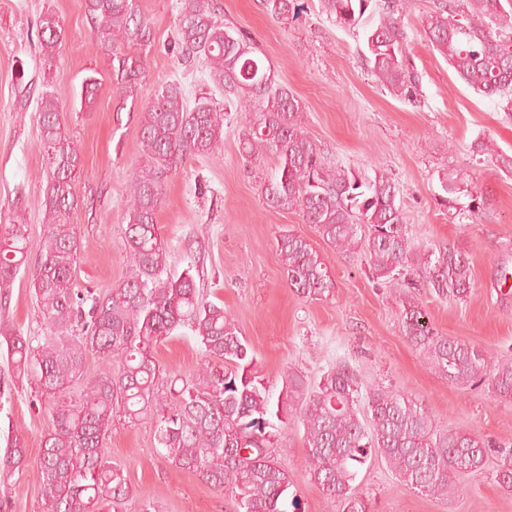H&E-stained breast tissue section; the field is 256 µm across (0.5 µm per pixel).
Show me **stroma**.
<instances>
[{"label":"stroma","instance_id":"1","mask_svg":"<svg viewBox=\"0 0 512 512\" xmlns=\"http://www.w3.org/2000/svg\"><path fill=\"white\" fill-rule=\"evenodd\" d=\"M225 21L247 31L277 79L304 106V127L325 159L355 172L387 174L399 189L409 236L418 249L453 246L468 256L473 288L464 298L427 287L394 289L369 278L361 256H343L328 246L292 210L263 203L259 177L270 162H247L238 151L244 113L224 122L221 156L187 160L168 172L157 224L170 251L173 273L188 263L208 300L223 304L252 345L257 366L274 387L288 371L318 378L336 363H348L364 388L399 391L418 399L438 426L512 442V401L495 399L488 386H459L429 365L425 352L408 343L403 303L415 299L435 334L474 344L497 360H512V175L476 159L470 145L489 139L512 154V111L498 98L469 88L430 45L422 19L437 0H409L402 16L407 61L420 78L418 101L400 100L380 87L363 56L365 29L377 19L366 12L358 28L343 30L329 20L321 0H300L296 19L273 17L263 0H216ZM150 19L154 43L138 99L124 102L113 90L111 57L101 49L85 0H0V226L25 224L32 242L44 235L43 172L38 148V102L54 88L65 103L64 118L81 150L74 187L81 206L73 217L80 242L74 271L78 287L107 293L134 272L122 247L130 178L141 162V109L155 87L176 79L188 99L215 93L206 71L189 68L168 51L175 35L178 0H138ZM47 12L58 16L68 41L59 75L46 82L39 70L37 28ZM98 89L81 100L86 78ZM455 173L465 189L457 208L441 203L440 180ZM482 194L483 210H468L469 192ZM304 234L320 251L335 280L332 297L307 301L289 288L277 237ZM5 318L24 334L46 333L32 296L31 277L18 275L4 290ZM167 372L186 375L205 358L196 341L178 332L156 346ZM34 386L15 378L0 356V458L15 434L27 441L28 467L0 475V512H43L36 461L51 417L37 404ZM303 431L290 420L276 450L301 499L304 512H334L303 466ZM113 461L123 465L137 499L157 512H231L229 493L175 467L156 451L155 425L114 422L106 438ZM495 463L466 476L458 496L445 502L400 484L384 461L359 472L357 489L375 512H512V492L496 482Z\"/></svg>","mask_w":512,"mask_h":512}]
</instances>
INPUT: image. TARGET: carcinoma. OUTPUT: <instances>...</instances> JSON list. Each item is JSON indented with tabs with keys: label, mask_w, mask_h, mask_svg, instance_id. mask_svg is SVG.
<instances>
[{
	"label": "carcinoma",
	"mask_w": 512,
	"mask_h": 512,
	"mask_svg": "<svg viewBox=\"0 0 512 512\" xmlns=\"http://www.w3.org/2000/svg\"><path fill=\"white\" fill-rule=\"evenodd\" d=\"M277 19L298 15L299 0H264ZM337 25H359L368 7L379 15L365 32V58L376 82L395 98L416 101L419 77L406 59L402 23L405 0H322ZM99 42L112 48V84L123 100L139 95L144 56L125 48L149 47L152 30L138 0H86ZM214 0H179L172 52L185 64L199 63L227 102L246 113L239 140L244 159H274L261 182L272 208L298 212L325 243L342 254L362 253L369 270L396 288H410L409 273L436 291L467 296L472 278L466 258L451 247L416 252L408 236L395 184L381 171L358 176L332 166L318 152L302 123L300 100L275 78L271 65L247 32L219 19ZM512 30V3L502 0H440L423 20L431 44L473 90L512 107V42L492 32L486 19ZM43 74L52 78L65 44L53 14L39 22ZM224 103L204 97L189 104L178 80L162 83L142 110L144 161L129 185L122 239L134 273L98 295L73 280L78 236L73 214L80 169L79 146L68 134L59 97L45 92L38 106L40 148L47 158L45 233L32 275L33 297L50 335L39 343L0 326V346L17 376L32 378L38 402L48 406L51 428L38 459L45 512H157L135 503L124 467L111 460L105 440L114 420L130 424L154 418L160 452L172 465L216 491L230 490L233 512H302L287 470L275 458L288 414L303 430L310 480L337 512H372L355 485L359 469L374 456L396 479L418 493L452 500L457 481L483 469L493 445L480 437L441 428L415 398L398 391L362 392L346 363L309 380L295 371L274 394L257 368L255 352L224 305L208 301L188 265L169 271V248L159 233L162 175L187 159L215 156L224 144ZM475 156H488L512 174V154L478 137ZM443 203L453 208L464 192L458 178L440 179ZM32 244L25 225L0 231V285L26 269ZM277 250L289 288L300 298L321 301L335 283L322 256L303 235L287 231ZM186 328L209 363L189 376H170L154 348ZM403 332L422 348L432 366L459 385L491 386L495 397L512 400V363L496 362L468 342L437 336L417 305L405 308ZM108 370L84 378L87 354ZM166 386L170 406L154 407ZM495 478L512 490V445L496 448ZM28 464L25 442L11 439L0 469Z\"/></svg>",
	"instance_id": "1"
}]
</instances>
